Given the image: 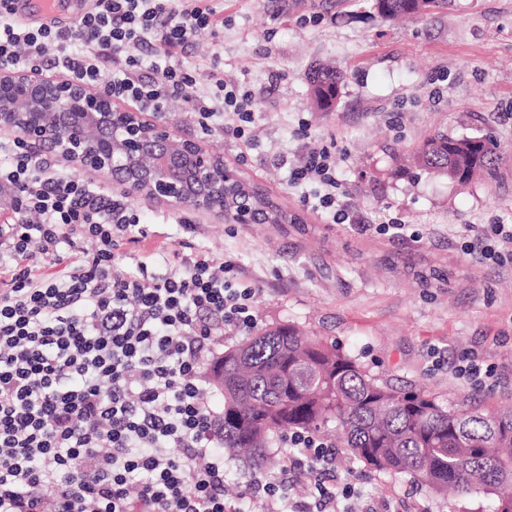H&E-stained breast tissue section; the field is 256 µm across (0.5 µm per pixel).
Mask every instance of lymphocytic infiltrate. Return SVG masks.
Returning <instances> with one entry per match:
<instances>
[{
    "label": "lymphocytic infiltrate",
    "mask_w": 512,
    "mask_h": 512,
    "mask_svg": "<svg viewBox=\"0 0 512 512\" xmlns=\"http://www.w3.org/2000/svg\"><path fill=\"white\" fill-rule=\"evenodd\" d=\"M213 15L196 0H96L72 26L36 28L0 0V69L48 54L62 77L160 112L174 95L196 98V74L171 59ZM145 44L148 65L128 52ZM217 86L199 101L200 127L232 115L225 134L249 145V92ZM288 181L318 185V208L348 220L329 148L289 168ZM2 190L40 221L0 225V512H241L224 493L201 376L223 327L256 322L241 264L199 252L161 274L144 261L127 268L122 246L145 236L127 198L59 173L45 154L13 151ZM76 235L95 250H65ZM284 445L283 467L254 471L241 497L264 500L267 512H336L337 498L354 495L317 471L335 460L332 442L304 432Z\"/></svg>",
    "instance_id": "obj_1"
}]
</instances>
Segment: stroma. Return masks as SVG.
I'll return each instance as SVG.
<instances>
[{"label": "stroma", "mask_w": 512, "mask_h": 512, "mask_svg": "<svg viewBox=\"0 0 512 512\" xmlns=\"http://www.w3.org/2000/svg\"><path fill=\"white\" fill-rule=\"evenodd\" d=\"M211 29L178 59L210 94L216 79L251 90L256 142L247 161L221 129L202 132L195 100L153 113L182 138L221 156L299 218L227 224L145 195L131 198L156 266L192 242L215 262L237 257L256 289L257 329L290 322L337 342L394 387L426 389L448 406L512 408V263L480 260L482 224L512 225V0H450L422 19L385 20L371 0H202ZM346 75L336 111H316L306 80L316 63ZM305 136H295L298 127ZM493 136L506 154L496 178L461 187L411 170L407 158L435 131ZM327 146L351 223L302 205L289 165ZM406 224L403 234L374 227ZM475 355L494 376L461 375ZM328 482L351 483L340 512H476L407 477L365 473L344 453Z\"/></svg>", "instance_id": "stroma-1"}]
</instances>
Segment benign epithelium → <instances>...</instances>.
Returning a JSON list of instances; mask_svg holds the SVG:
<instances>
[{
  "label": "benign epithelium",
  "instance_id": "obj_1",
  "mask_svg": "<svg viewBox=\"0 0 512 512\" xmlns=\"http://www.w3.org/2000/svg\"><path fill=\"white\" fill-rule=\"evenodd\" d=\"M0 129L53 144L75 167L112 177L132 195L146 194L234 224H261L249 200L229 202L238 172L111 96L78 80L31 71L0 72Z\"/></svg>",
  "mask_w": 512,
  "mask_h": 512
}]
</instances>
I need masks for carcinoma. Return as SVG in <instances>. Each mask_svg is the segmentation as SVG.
<instances>
[{
  "label": "carcinoma",
  "mask_w": 512,
  "mask_h": 512,
  "mask_svg": "<svg viewBox=\"0 0 512 512\" xmlns=\"http://www.w3.org/2000/svg\"><path fill=\"white\" fill-rule=\"evenodd\" d=\"M447 0H374L377 14L391 20L424 16ZM316 107L334 111L344 76L318 65L308 74ZM474 136L436 132L413 151L415 165L460 185L494 176L503 150L491 138L477 148ZM269 209L271 224H290L288 210L253 187ZM224 379L212 373L224 397L221 446L229 457L246 456L262 467L284 429L334 428L337 447L373 472L405 475L432 494L449 490L492 500L491 512H512V409L450 408L422 391L397 389L358 358L290 323L229 348Z\"/></svg>",
  "instance_id": "1"
}]
</instances>
